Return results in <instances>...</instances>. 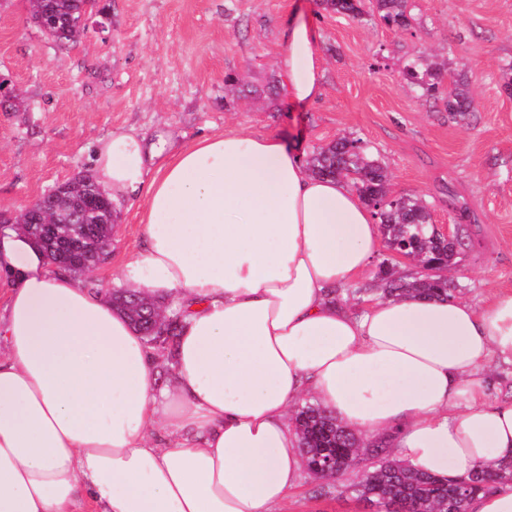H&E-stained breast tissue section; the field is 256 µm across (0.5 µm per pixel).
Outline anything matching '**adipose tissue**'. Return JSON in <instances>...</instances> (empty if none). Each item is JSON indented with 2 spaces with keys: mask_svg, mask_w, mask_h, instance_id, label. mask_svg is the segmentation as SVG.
<instances>
[{
  "mask_svg": "<svg viewBox=\"0 0 512 512\" xmlns=\"http://www.w3.org/2000/svg\"><path fill=\"white\" fill-rule=\"evenodd\" d=\"M279 66L289 103L316 101L304 20ZM164 152L116 131L94 172L112 202L145 201L144 244L113 283L177 317L167 386L98 289L0 228V512H273L301 481L308 400L437 476L512 460V402L489 393L512 362L511 288L481 308L405 295L353 314L380 226L347 181L274 133Z\"/></svg>",
  "mask_w": 512,
  "mask_h": 512,
  "instance_id": "adipose-tissue-1",
  "label": "adipose tissue"
}]
</instances>
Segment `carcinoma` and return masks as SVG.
<instances>
[{
    "label": "carcinoma",
    "instance_id": "cac0c4a2",
    "mask_svg": "<svg viewBox=\"0 0 512 512\" xmlns=\"http://www.w3.org/2000/svg\"><path fill=\"white\" fill-rule=\"evenodd\" d=\"M323 4L329 10L349 16L363 14L367 6L370 14L378 15L389 27L412 26L408 0H370L367 5L363 0H323ZM28 6L34 23L56 42L69 43L85 31L80 23L85 0H28ZM405 76L425 95L442 99L448 114L461 117L473 111V99L463 78L452 80L448 92L444 93L441 67L420 57L410 61ZM308 168L317 176L350 179L352 184L360 186L359 196L367 205L374 206L388 250L404 248L420 264L428 259L442 265L453 264L451 257L459 252L461 242L447 243L436 235L430 210L422 199L391 197L388 171L359 146V140L341 137L319 148L308 159ZM96 192L93 176H80V185L72 189V197L80 202V208L71 212L68 223H61L65 216L52 212L51 227L44 229L37 225L32 231L43 250L54 251L66 241L68 224L76 220L90 224L93 237L86 240V249L74 255L72 273L78 276L87 272L89 251L98 252L110 243L112 202ZM369 291L384 299L410 291L424 296L452 295L446 279L402 275L384 263ZM295 422L305 457L336 455V471L340 475L364 463L361 473L343 485V492L374 507L375 512H401L407 506L412 512H469V503L475 495L492 488H512V462L492 465L467 479L452 481L401 463L391 457L390 450L381 442H360L336 418L313 404L299 408Z\"/></svg>",
    "mask_w": 512,
    "mask_h": 512
}]
</instances>
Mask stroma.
Listing matches in <instances>:
<instances>
[{
  "mask_svg": "<svg viewBox=\"0 0 512 512\" xmlns=\"http://www.w3.org/2000/svg\"><path fill=\"white\" fill-rule=\"evenodd\" d=\"M99 24L62 47L27 0H0V82L24 112H0V226L58 184L92 172L97 143L131 130L175 144L243 129L272 132L310 156L341 136L381 161L394 196H418L466 245L448 270L475 306L512 288V0H411L407 30L353 19L320 0H101ZM312 22L321 95L288 105L279 56L288 23ZM415 55L465 75L475 110L449 117L414 92ZM144 200L113 208L107 263L85 274L111 292L143 243ZM277 512H369L334 481L304 473Z\"/></svg>",
  "mask_w": 512,
  "mask_h": 512,
  "instance_id": "1",
  "label": "stroma"
}]
</instances>
